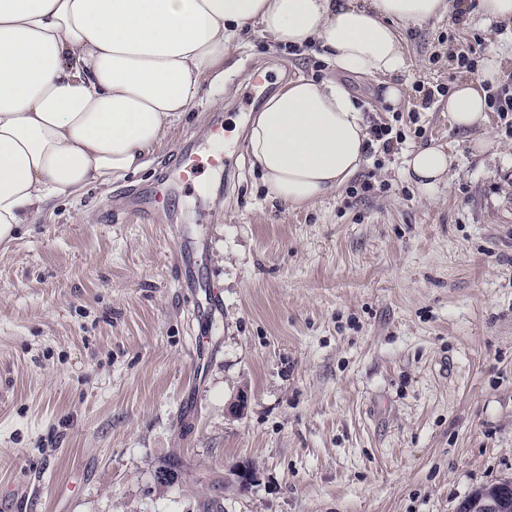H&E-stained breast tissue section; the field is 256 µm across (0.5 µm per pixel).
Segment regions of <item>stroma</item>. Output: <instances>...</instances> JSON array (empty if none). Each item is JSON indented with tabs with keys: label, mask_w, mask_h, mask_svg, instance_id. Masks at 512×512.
I'll return each mask as SVG.
<instances>
[{
	"label": "stroma",
	"mask_w": 512,
	"mask_h": 512,
	"mask_svg": "<svg viewBox=\"0 0 512 512\" xmlns=\"http://www.w3.org/2000/svg\"><path fill=\"white\" fill-rule=\"evenodd\" d=\"M403 37L409 69L372 80L244 31L223 85L203 87L141 171L54 201L0 248V512H202L215 496L222 512H456L512 480V131L491 110L459 132L434 92L469 78L450 53L476 38L511 78L512 32L470 8ZM257 65L277 88L335 76L396 120L405 143L372 147L351 180L372 191L288 212L268 197L245 152ZM216 119L236 157L206 207L179 192L132 213L131 194ZM431 143L455 161L427 201L403 169ZM86 207L96 223L77 221ZM185 226L196 288L175 274ZM206 282L223 293L207 325ZM172 454L185 479L159 487ZM245 464L257 479L243 489Z\"/></svg>",
	"instance_id": "35a3bbf8"
}]
</instances>
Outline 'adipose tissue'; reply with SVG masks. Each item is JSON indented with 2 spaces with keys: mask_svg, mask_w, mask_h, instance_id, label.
<instances>
[{
  "mask_svg": "<svg viewBox=\"0 0 512 512\" xmlns=\"http://www.w3.org/2000/svg\"><path fill=\"white\" fill-rule=\"evenodd\" d=\"M453 0H0V246L54 199L108 189L139 170L189 112L204 82L224 78L235 39L259 28L275 44L318 45L337 71L373 79L408 68L402 29ZM502 60L448 95L461 131L482 126ZM361 107L333 79L288 81L254 117L246 151L288 210L338 193L360 169ZM453 156L409 152L405 173L433 197Z\"/></svg>",
  "mask_w": 512,
  "mask_h": 512,
  "instance_id": "obj_1",
  "label": "adipose tissue"
}]
</instances>
